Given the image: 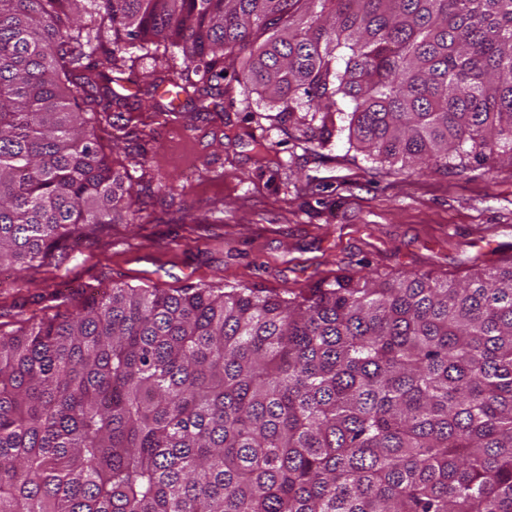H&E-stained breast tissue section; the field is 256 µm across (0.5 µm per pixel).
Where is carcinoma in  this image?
Returning a JSON list of instances; mask_svg holds the SVG:
<instances>
[{"mask_svg": "<svg viewBox=\"0 0 512 512\" xmlns=\"http://www.w3.org/2000/svg\"><path fill=\"white\" fill-rule=\"evenodd\" d=\"M261 37L233 79L311 145L512 163V0H0V270L123 208L86 127H114L127 45L177 49L148 86L206 112ZM0 512H512V263L286 298L113 287L0 332Z\"/></svg>", "mask_w": 512, "mask_h": 512, "instance_id": "cac0c4a2", "label": "carcinoma"}]
</instances>
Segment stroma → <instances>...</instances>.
Returning <instances> with one entry per match:
<instances>
[{
	"instance_id": "obj_1",
	"label": "stroma",
	"mask_w": 512,
	"mask_h": 512,
	"mask_svg": "<svg viewBox=\"0 0 512 512\" xmlns=\"http://www.w3.org/2000/svg\"><path fill=\"white\" fill-rule=\"evenodd\" d=\"M129 54L134 69L112 85V120L128 130L112 157L131 176L129 207L111 228L0 272V331L70 315L115 285L284 296L344 272L458 280L512 263L511 162L417 175L343 135L315 148L229 76L209 113L186 93L174 113L145 91L163 53Z\"/></svg>"
}]
</instances>
